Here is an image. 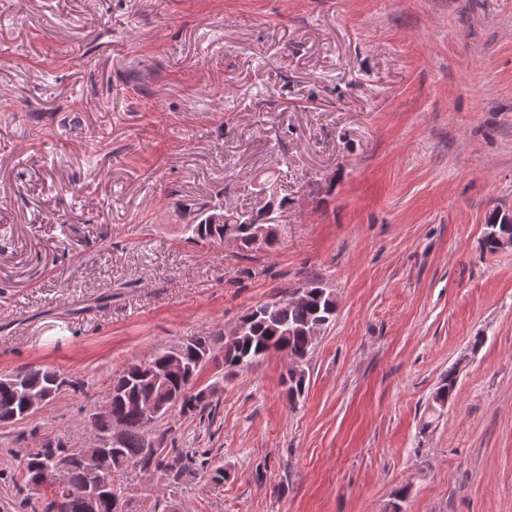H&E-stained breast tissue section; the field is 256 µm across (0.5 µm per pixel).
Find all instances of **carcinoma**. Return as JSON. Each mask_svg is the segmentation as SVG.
I'll list each match as a JSON object with an SVG mask.
<instances>
[{"label":"carcinoma","mask_w":512,"mask_h":512,"mask_svg":"<svg viewBox=\"0 0 512 512\" xmlns=\"http://www.w3.org/2000/svg\"><path fill=\"white\" fill-rule=\"evenodd\" d=\"M209 201L195 204L186 232L190 239L200 242H215L224 239L228 232L241 240V255L252 252L248 244V228L260 220L254 212L236 213L237 221L213 228L205 223ZM505 213L494 210L486 221V232L482 248L488 252L495 249L494 235L512 236V223H504ZM336 300L325 288H318L304 303L288 308L263 303L250 309L243 319L247 328L243 335L229 337L219 330L213 333L191 336L183 343L163 348L148 359L128 362L119 375L112 378L106 400L111 407L94 413L92 425L103 439L112 435L116 425L123 426V441L119 448L107 449L108 466L112 470L111 491L102 498L96 512H129L126 509L125 482L130 475L144 470H155L170 484H178L183 477L194 471H205L211 482H224L221 467L209 468L208 459L198 458L194 452H176L155 448L150 437L151 422L143 419L142 408L148 404L163 405L165 409L177 410L182 415L203 413L213 406L215 390H193L201 369L212 359L214 350L224 352V368L230 372L248 368L259 362L270 352H286L307 360L314 343L306 334L312 323L329 324L336 313ZM181 354L185 371L174 373L168 370L172 353ZM20 378L16 384L0 379V423L17 424L31 397H41L49 403L58 396L69 380L51 367L30 366L14 373ZM309 386L307 371L288 373V401L292 404L303 397ZM457 387V369L451 368L432 395L429 405L435 413L454 401ZM85 448L68 445L64 448H48L44 445L30 448L24 455L22 473L24 487L41 494L40 508L31 506V499L24 497L18 502V512H84L83 492L90 483L87 471L79 463ZM57 470L63 472L69 495L47 494L42 484Z\"/></svg>","instance_id":"cac0c4a2"}]
</instances>
